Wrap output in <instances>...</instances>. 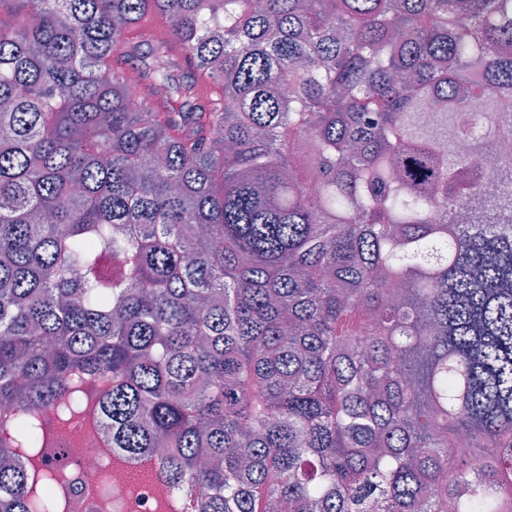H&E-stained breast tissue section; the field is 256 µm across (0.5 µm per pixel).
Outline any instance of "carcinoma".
Listing matches in <instances>:
<instances>
[{
    "mask_svg": "<svg viewBox=\"0 0 512 512\" xmlns=\"http://www.w3.org/2000/svg\"><path fill=\"white\" fill-rule=\"evenodd\" d=\"M2 12L0 512H512V0ZM47 460L62 469L61 489L96 504L95 512H153L152 500L170 493L156 484L142 489L137 502L119 485L111 484L100 493L96 478L109 466V457L98 443L76 442L71 448H55L48 452Z\"/></svg>",
    "mask_w": 512,
    "mask_h": 512,
    "instance_id": "carcinoma-1",
    "label": "carcinoma"
}]
</instances>
